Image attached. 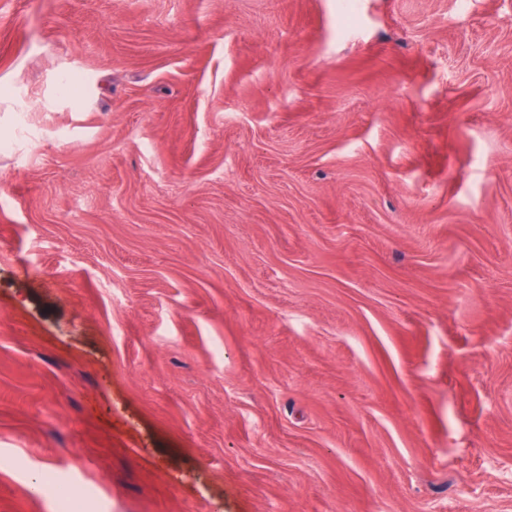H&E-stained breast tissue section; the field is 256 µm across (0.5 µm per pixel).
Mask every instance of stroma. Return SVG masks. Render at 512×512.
<instances>
[{"mask_svg": "<svg viewBox=\"0 0 512 512\" xmlns=\"http://www.w3.org/2000/svg\"><path fill=\"white\" fill-rule=\"evenodd\" d=\"M341 2L0 0V512H512V0Z\"/></svg>", "mask_w": 512, "mask_h": 512, "instance_id": "stroma-1", "label": "stroma"}]
</instances>
